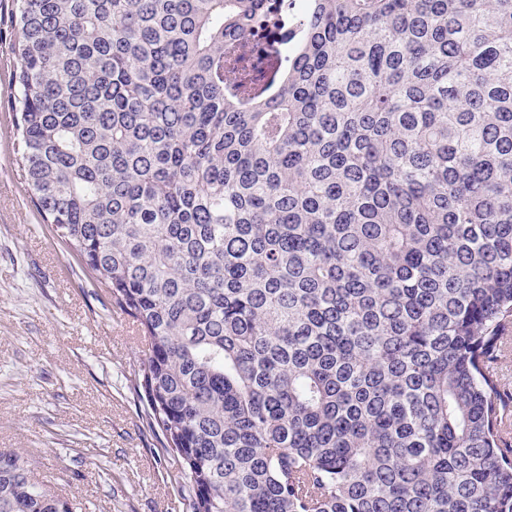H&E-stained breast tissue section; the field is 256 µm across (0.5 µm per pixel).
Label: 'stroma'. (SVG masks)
I'll return each instance as SVG.
<instances>
[{
	"label": "stroma",
	"mask_w": 512,
	"mask_h": 512,
	"mask_svg": "<svg viewBox=\"0 0 512 512\" xmlns=\"http://www.w3.org/2000/svg\"><path fill=\"white\" fill-rule=\"evenodd\" d=\"M18 36L0 0V449L86 512H190L143 419L134 371L147 346L44 223L14 162Z\"/></svg>",
	"instance_id": "stroma-1"
}]
</instances>
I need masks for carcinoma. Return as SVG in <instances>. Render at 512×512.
<instances>
[{"label":"carcinoma","instance_id":"obj_1","mask_svg":"<svg viewBox=\"0 0 512 512\" xmlns=\"http://www.w3.org/2000/svg\"><path fill=\"white\" fill-rule=\"evenodd\" d=\"M16 0L43 221L148 341L191 512H512V0ZM0 512H75L1 450ZM504 336V348L496 363L503 378V395L509 401L512 394V329L509 328Z\"/></svg>","mask_w":512,"mask_h":512}]
</instances>
